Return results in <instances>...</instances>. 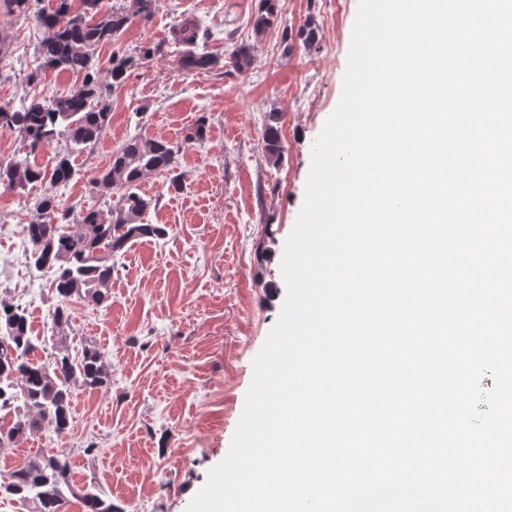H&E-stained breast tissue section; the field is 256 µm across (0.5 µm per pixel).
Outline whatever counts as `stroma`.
Masks as SVG:
<instances>
[{
    "label": "stroma",
    "mask_w": 512,
    "mask_h": 512,
    "mask_svg": "<svg viewBox=\"0 0 512 512\" xmlns=\"http://www.w3.org/2000/svg\"><path fill=\"white\" fill-rule=\"evenodd\" d=\"M358 5L279 0L273 26L260 31V0H157L151 21L128 23L97 49L99 70L116 57L134 64L104 95L111 120L99 141L73 157L78 176L57 191L63 208L102 205L90 180L135 135L180 144L183 185L170 188L162 172L140 181V194L157 202L145 220L165 235L113 257L109 303L77 299L71 307L65 348L75 356L86 342L97 344L110 380L76 390L67 433L46 429L0 448V472L64 448L74 483H95L122 512H186L229 451L253 360L279 318L285 241L304 202L312 144L342 95ZM187 20L207 28L199 49L220 57L216 67L177 69L173 31ZM309 29L311 49L287 51L288 36ZM1 35L10 50L0 62V100L74 84L66 73L39 76L32 47L41 31L0 2ZM144 45L155 54L140 58ZM240 46L251 51L242 70L230 59ZM202 115L204 143L186 142ZM271 125L284 146L276 163L263 149ZM42 192L0 186V294L26 307L32 334L46 339L54 298L18 246L21 220L35 217Z\"/></svg>",
    "instance_id": "stroma-1"
}]
</instances>
